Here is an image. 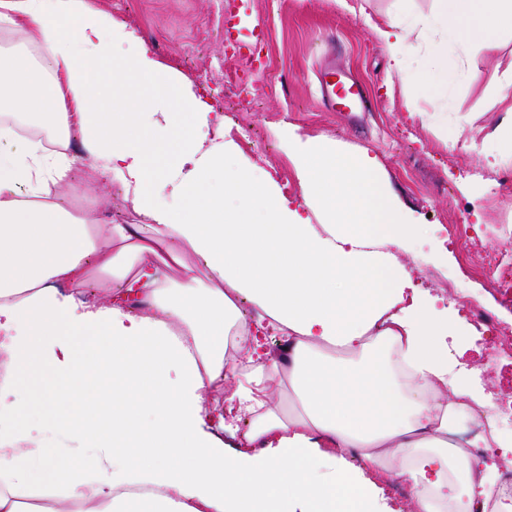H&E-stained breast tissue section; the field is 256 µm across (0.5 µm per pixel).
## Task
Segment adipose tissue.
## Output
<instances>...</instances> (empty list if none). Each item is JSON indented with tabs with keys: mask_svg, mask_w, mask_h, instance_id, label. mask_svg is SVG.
Listing matches in <instances>:
<instances>
[{
	"mask_svg": "<svg viewBox=\"0 0 512 512\" xmlns=\"http://www.w3.org/2000/svg\"><path fill=\"white\" fill-rule=\"evenodd\" d=\"M434 2L374 32L398 73L414 30L431 33L428 68L444 86L449 49L491 50L512 31V0ZM0 22L24 44L0 73V112L14 118L0 141L17 124L44 134L0 151V512H392L381 482L396 478L411 485L409 512H486L512 435L492 428L488 396L448 355L472 325L414 288L396 255L426 227L377 157L292 132L300 202L249 165L209 190L236 146L208 142L209 108L134 31L87 0H0ZM507 71L497 163L512 162V61ZM120 81L138 88L105 111ZM75 130L97 182L119 187L140 223L73 206L76 160L44 143ZM233 340L245 361L227 356ZM279 375L299 412L274 405ZM31 378L64 408L63 454L17 423ZM227 381L230 421L250 424L232 455L205 412ZM465 420L491 429L452 443ZM492 446L498 462L471 453Z\"/></svg>",
	"mask_w": 512,
	"mask_h": 512,
	"instance_id": "obj_1",
	"label": "adipose tissue"
}]
</instances>
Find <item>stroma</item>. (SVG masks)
Returning <instances> with one entry per match:
<instances>
[{"mask_svg": "<svg viewBox=\"0 0 512 512\" xmlns=\"http://www.w3.org/2000/svg\"><path fill=\"white\" fill-rule=\"evenodd\" d=\"M92 9L134 30L157 59L190 85L195 96L224 117V137L237 151L226 171L254 165L289 200L302 198L296 171L281 138L295 127L302 137H323L336 147L378 158L392 194L427 236L399 254L415 284L441 304L468 315L480 304L512 323V302L491 288L479 270L481 241L512 257V165L489 166L478 146L502 118L497 91L503 62L512 59V33L495 51L467 48L455 80L439 90L421 62L394 73L372 27L403 10L429 13L434 0H251L250 11L267 29L261 51L264 73L257 96H233L227 73L249 72L245 58L224 56L221 0H89ZM366 83L372 111L327 112L317 99V72L328 62ZM443 114L424 128L419 113ZM68 151L81 153L72 133ZM76 181L91 185L92 211L112 224H136L139 216L115 187L94 188L89 162L80 160ZM495 332L460 336L448 353L486 391L512 398V362L500 359Z\"/></svg>", "mask_w": 512, "mask_h": 512, "instance_id": "1", "label": "stroma"}]
</instances>
